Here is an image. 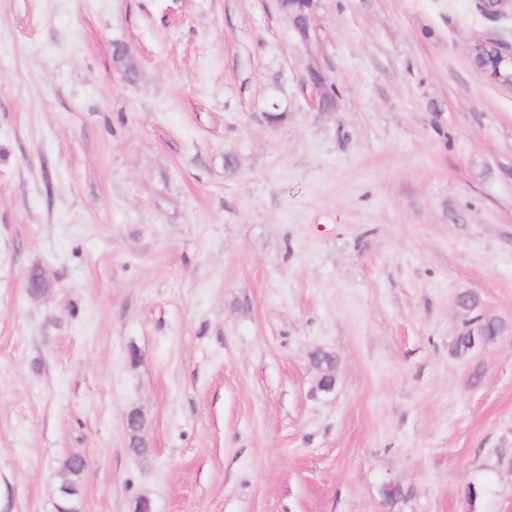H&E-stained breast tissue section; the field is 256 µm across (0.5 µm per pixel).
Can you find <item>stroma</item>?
I'll use <instances>...</instances> for the list:
<instances>
[{"label":"stroma","mask_w":512,"mask_h":512,"mask_svg":"<svg viewBox=\"0 0 512 512\" xmlns=\"http://www.w3.org/2000/svg\"><path fill=\"white\" fill-rule=\"evenodd\" d=\"M308 18L0 0V512L74 453L77 512H512V88L471 56L512 12ZM504 330L502 322L493 315L476 318L473 327L468 328L457 339V348L468 350L474 343H489L501 336Z\"/></svg>","instance_id":"35a3bbf8"}]
</instances>
